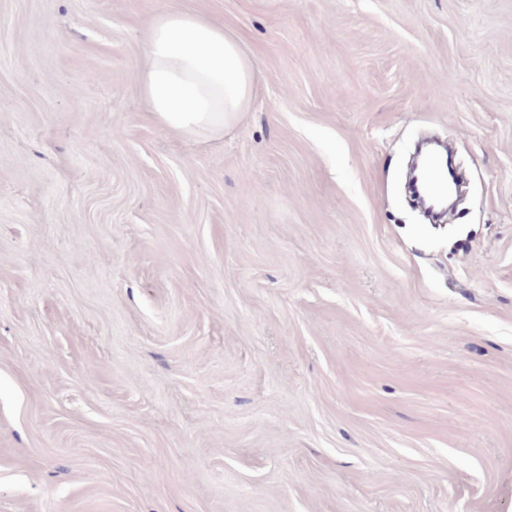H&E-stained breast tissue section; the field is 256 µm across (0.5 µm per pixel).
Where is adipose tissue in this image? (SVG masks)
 Returning a JSON list of instances; mask_svg holds the SVG:
<instances>
[{
    "mask_svg": "<svg viewBox=\"0 0 512 512\" xmlns=\"http://www.w3.org/2000/svg\"><path fill=\"white\" fill-rule=\"evenodd\" d=\"M144 54L136 79L156 123L191 139L223 135L250 107L261 76L236 38L191 11L156 15Z\"/></svg>",
    "mask_w": 512,
    "mask_h": 512,
    "instance_id": "1",
    "label": "adipose tissue"
}]
</instances>
